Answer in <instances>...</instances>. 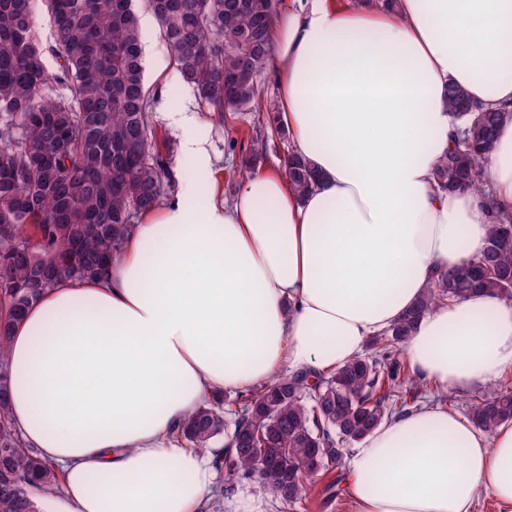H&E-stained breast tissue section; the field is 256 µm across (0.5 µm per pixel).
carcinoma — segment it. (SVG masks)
Returning <instances> with one entry per match:
<instances>
[{"instance_id":"cac0c4a2","label":"carcinoma","mask_w":512,"mask_h":512,"mask_svg":"<svg viewBox=\"0 0 512 512\" xmlns=\"http://www.w3.org/2000/svg\"><path fill=\"white\" fill-rule=\"evenodd\" d=\"M133 0H43L54 21L45 43L33 22L32 0H0V512H40L36 492L58 489L53 465L24 446L8 413L15 376L7 339L40 297L64 279L102 273L120 259L141 214L175 189L167 155L154 140L151 114L158 93L143 80ZM144 0L157 19L183 78L209 112H240L261 98L258 75L270 52L275 0ZM235 41L224 45V31ZM61 60L51 72L45 59ZM448 106L464 128L435 167L441 189L484 197L493 214L486 245L471 263L440 271L411 311L369 341V350L326 375L286 373L260 388L236 393L233 417L217 394L176 430L205 450L226 442L216 461L224 494L251 479L265 461L262 484L282 512H297L307 483L341 464L350 447L386 420L409 410L423 388L406 375L397 354L414 323L443 301L476 292L512 301V212L497 210L485 165L503 113L479 111L457 85ZM265 142L242 148L245 168L265 155ZM298 196L314 185L303 159L284 161ZM487 432L512 419V387L505 383L470 408Z\"/></svg>"}]
</instances>
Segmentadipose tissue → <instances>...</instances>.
<instances>
[{"instance_id": "obj_1", "label": "adipose tissue", "mask_w": 512, "mask_h": 512, "mask_svg": "<svg viewBox=\"0 0 512 512\" xmlns=\"http://www.w3.org/2000/svg\"><path fill=\"white\" fill-rule=\"evenodd\" d=\"M267 66L277 128L318 181L298 197L258 169L233 201L198 114H169L196 175L146 211L119 262L47 291L15 325L12 421L62 472L45 512H202L223 456L170 432L217 393L282 371L327 373L417 305L439 270L486 244L483 198L433 180L457 125L449 84L506 109L490 187L512 211V0H398L395 9L296 0L276 15ZM441 391L512 370V302L436 307L404 345ZM349 512H512V420L485 432L438 405L382 423L347 462Z\"/></svg>"}]
</instances>
